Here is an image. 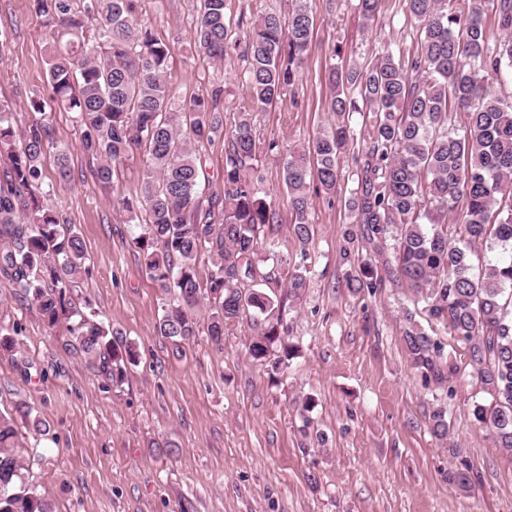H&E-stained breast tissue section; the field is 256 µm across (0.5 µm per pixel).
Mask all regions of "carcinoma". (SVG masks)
<instances>
[{
    "label": "carcinoma",
    "mask_w": 512,
    "mask_h": 512,
    "mask_svg": "<svg viewBox=\"0 0 512 512\" xmlns=\"http://www.w3.org/2000/svg\"><path fill=\"white\" fill-rule=\"evenodd\" d=\"M146 0H33L49 31L46 56L49 100L74 114L83 149L98 160L97 180L111 185L114 167L132 147H144L140 196L113 205L139 211L140 233L132 239L149 278L160 291L161 335L173 344L199 332L197 307L208 302V335L216 343L224 325L263 316L249 346L254 362L274 370L288 366L296 347L288 343L283 301L255 256L274 251L267 229L278 223L271 203L258 195V153L251 113H238L224 130L217 116L223 88L172 109L165 75L170 47L141 26ZM283 19L259 17L240 42L226 19L225 0H198L195 45L216 61L239 52L243 81L255 108L275 102L299 80L312 42L307 0ZM365 23L381 0H353ZM417 33L415 51L387 45L364 65L335 66L328 74L335 94L329 110L336 123L308 148L288 154L282 178L294 213L293 235L307 259L317 184L336 191L342 162L355 135L354 112H368L365 149L352 154L360 169L351 212L373 247L393 239L396 281L410 290L427 322L442 327L466 356L468 375L485 396L473 416L495 445L512 456V259L484 264L477 245L512 250V95L497 90L512 82V38L489 44L485 17L512 31V0H405ZM463 112L464 134L448 132V115ZM10 108L0 104V272L30 297L50 329L61 328L67 345L111 383L123 381L138 352L96 318L91 303L76 301L85 271L86 248L74 225L63 224L40 202L43 159L53 143L49 124L16 133ZM224 137V190L203 198V160L197 144ZM56 175L71 178L66 149L57 153ZM465 214L464 235L448 238V218ZM210 268L201 280L198 259ZM305 264L288 278V297L308 288ZM380 285L372 267L355 288L373 293ZM404 341L413 368L453 397L461 368L445 354L435 329H425L408 311ZM21 328L0 327V352H13ZM433 433L448 437V411L430 414ZM16 418L0 413V512H56L27 476ZM448 482L466 489L470 469L448 472Z\"/></svg>",
    "instance_id": "carcinoma-1"
}]
</instances>
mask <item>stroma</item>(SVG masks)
<instances>
[{
    "label": "stroma",
    "instance_id": "1",
    "mask_svg": "<svg viewBox=\"0 0 512 512\" xmlns=\"http://www.w3.org/2000/svg\"><path fill=\"white\" fill-rule=\"evenodd\" d=\"M308 8L314 30L302 74L264 110L253 109L237 66L195 50L196 0H147L143 20L171 47L174 107L220 86L225 126L251 113L263 147L257 189L278 212L282 272L301 262L282 166L334 121L332 65L365 63L386 45L411 51L417 38L404 0H381L370 26L349 0H308ZM45 46L32 0H0V103L13 106L17 131L50 123L42 201L84 241L77 293L139 352L123 382L107 383L0 274V325L22 328L17 352L0 354V411L25 401L45 421L44 432H23L20 442L33 485L57 512H512V457L472 415L478 384L460 376L445 402L450 434L436 438V390L412 368L403 341L411 294L391 276L373 293L350 285L365 262L393 259L391 245L378 252L362 239L349 210L358 186L352 159L334 196L313 195L310 282L284 312L297 349L287 368L253 362L246 320L225 325L222 344L201 332L175 349L158 330L159 292L131 244L137 228L112 207L114 198L139 196L146 155L132 148L111 186L97 181L72 113L30 105L47 94ZM60 146L74 174L64 186L55 183ZM456 447L472 489L448 482Z\"/></svg>",
    "mask_w": 512,
    "mask_h": 512
}]
</instances>
